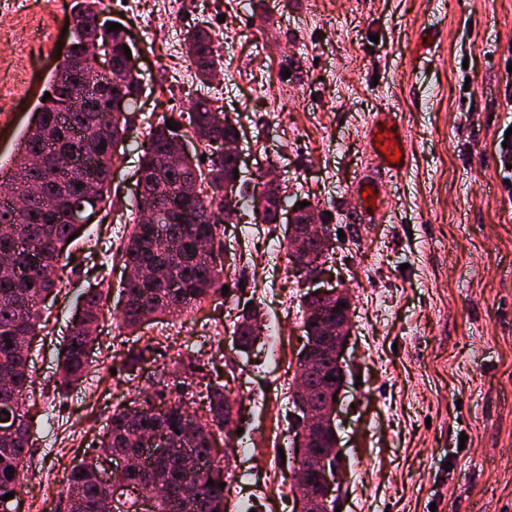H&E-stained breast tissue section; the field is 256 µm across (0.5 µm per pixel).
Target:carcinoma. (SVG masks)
Segmentation results:
<instances>
[{
  "label": "carcinoma",
  "instance_id": "cac0c4a2",
  "mask_svg": "<svg viewBox=\"0 0 512 512\" xmlns=\"http://www.w3.org/2000/svg\"><path fill=\"white\" fill-rule=\"evenodd\" d=\"M101 0H74L79 21L72 28L70 45L85 46L98 36L112 44L115 54L124 53L121 30L107 31ZM212 33L197 28L186 37V51L196 67V77L206 84L222 68ZM140 73L129 72L124 83L125 111L58 112L66 98L80 100L86 94L73 71L62 65L48 82L51 98L34 109L33 118L22 137L17 155L9 167H0V197L19 194L26 205L16 211L0 207V258L17 269L19 275L0 273V374L10 377V386L0 387V421L15 428L10 436H0V512H16L23 487L24 472L30 463L32 439L29 431V401L33 392L30 351L23 348L25 337L40 334L48 296L63 284L60 276L50 278L46 270L63 269L68 238L80 233L81 225L64 219L65 195H78L83 187L72 166L76 155H85L86 172L94 175L95 193L101 210L114 205L109 191L115 153L123 147L129 117L137 112ZM216 113L205 98L194 101L191 111L161 118L149 124L139 156L144 172L141 200L168 211L171 223L147 224L136 218L118 245L124 268H147L152 276L120 283L115 328L119 334L141 329L144 318L181 315L222 293L224 270V178L233 173V160L224 156V138L232 130L214 123ZM176 129L166 126V120ZM196 138L197 147L165 163L169 147L177 139ZM46 152L52 157L43 170L34 169V159ZM206 159H201V154ZM41 182V193L31 196L27 184ZM242 205L251 208L254 220L272 224L276 219L278 196L254 182L253 189L240 195ZM104 293L90 291L79 300L82 316L72 325L61 350V380L55 385L64 396L81 381L91 364L89 351L104 319ZM260 322L257 310L244 307L233 325L239 346H250L253 324ZM162 355L158 345L147 339L121 353L126 369L140 368ZM183 380L160 378L152 381L151 392L143 399L112 410L102 426L96 445L89 446L87 458L67 473L66 490L60 502L63 512H106L108 493L95 480V471L106 460L125 458L139 464L123 471L128 482L159 486L167 494L154 502L153 512H224L228 489L224 465L213 455L216 436L224 433V415L229 398L225 385L211 379L218 368L207 363H182ZM199 382H194V378ZM208 410L200 415L191 409L201 397ZM152 433L169 441L170 447L153 454L140 442V434ZM14 469L8 475L7 468ZM199 473L189 482V472ZM214 481L209 485L208 481ZM14 497L4 501L8 493Z\"/></svg>",
  "mask_w": 512,
  "mask_h": 512
}]
</instances>
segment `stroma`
<instances>
[{
    "label": "stroma",
    "instance_id": "obj_1",
    "mask_svg": "<svg viewBox=\"0 0 512 512\" xmlns=\"http://www.w3.org/2000/svg\"><path fill=\"white\" fill-rule=\"evenodd\" d=\"M72 0H12L0 8V164L9 165L69 38ZM138 50L144 85L128 128L103 223L81 230L82 265L48 300L49 335L32 345L35 404L32 464L18 512H59V478L80 462L120 403L151 382L153 365L116 371L114 340L102 332L82 383L59 396L60 341L92 289L118 288L125 274L102 241L136 215L138 152L148 122L200 97L232 117L243 173L271 163L289 201L310 202L335 238L331 278L353 296L347 383L336 424L347 478L341 512H512V194L499 144L512 116V0H102ZM49 20L50 43L32 21ZM211 28L224 61L209 84L181 85L171 43ZM440 35L416 53L421 29ZM391 110L406 132L410 163L386 177L384 206L360 220L350 191L370 170L364 131ZM279 224L240 214L224 226L230 252L249 250L255 272L227 270L229 291L178 317L144 326L165 345L166 370L191 357L233 364L226 384L240 400L227 512H291L290 395L284 368L302 345L300 300L287 259L275 258ZM256 302L276 336L239 351L233 320Z\"/></svg>",
    "mask_w": 512,
    "mask_h": 512
}]
</instances>
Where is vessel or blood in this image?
Segmentation results:
<instances>
[{"instance_id":"1","label":"vessel or blood","mask_w":512,"mask_h":512,"mask_svg":"<svg viewBox=\"0 0 512 512\" xmlns=\"http://www.w3.org/2000/svg\"><path fill=\"white\" fill-rule=\"evenodd\" d=\"M389 132L393 133L395 139L399 140L403 137L396 113L391 111L376 113L367 130L371 172L366 177L360 178L352 188L353 194L361 198L360 215L364 218L373 211L369 198L363 196L364 190H371L372 196L380 195L383 177L404 171L408 165L407 155H400L398 162L392 163L386 160L382 150H379L378 134Z\"/></svg>"}]
</instances>
